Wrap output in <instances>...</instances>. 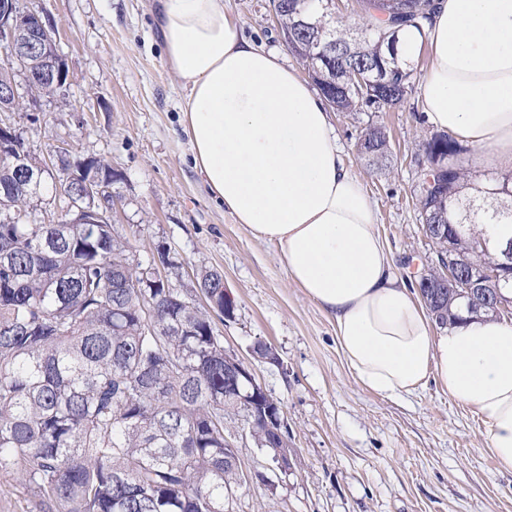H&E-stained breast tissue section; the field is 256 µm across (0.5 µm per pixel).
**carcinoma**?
I'll use <instances>...</instances> for the list:
<instances>
[{
  "instance_id": "obj_1",
  "label": "carcinoma",
  "mask_w": 512,
  "mask_h": 512,
  "mask_svg": "<svg viewBox=\"0 0 512 512\" xmlns=\"http://www.w3.org/2000/svg\"><path fill=\"white\" fill-rule=\"evenodd\" d=\"M290 52L328 105L339 112H379L404 103L414 69L388 50L397 27L423 28L430 0H359L383 24L356 33L323 7L325 0H272ZM367 80L357 91L351 77ZM358 153L388 167V133L367 127ZM448 159L437 188L416 194L421 219L445 225L436 250L482 236L458 205L470 171L462 146L446 133L423 144ZM50 168L64 182L68 165L25 150L0 158V472L33 489L39 512H225L227 489L241 485L224 453V418L249 414L224 378V343L213 315H224V278L198 273L201 305L155 279L166 252L146 263L108 223L39 224L34 199L47 183L17 186L16 165ZM512 243V210L486 215ZM441 327L462 320L425 291Z\"/></svg>"
}]
</instances>
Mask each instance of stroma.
Masks as SVG:
<instances>
[{
  "label": "stroma",
  "mask_w": 512,
  "mask_h": 512,
  "mask_svg": "<svg viewBox=\"0 0 512 512\" xmlns=\"http://www.w3.org/2000/svg\"><path fill=\"white\" fill-rule=\"evenodd\" d=\"M65 58L64 95L42 97L39 119L19 125L34 154L59 143L110 164L111 222L141 261L166 250L164 276L191 293L201 269L230 288L232 318H215L227 353L249 367L280 406L296 450L288 472L244 436L243 417L226 421L239 468L249 476L232 512H512V473L486 448L475 407L451 400L436 379L414 396L390 400L359 386L340 354L327 316L292 282L276 248L234 223L191 167L180 126L183 94L154 28L153 0H34ZM240 34L277 52L292 68L272 0H224ZM348 168L364 183L377 228L404 280L431 266L435 248L416 205V161L434 129L420 89L380 112H332ZM371 123L389 132L392 164L379 172L357 155ZM263 340L280 362L254 359Z\"/></svg>",
  "instance_id": "1"
}]
</instances>
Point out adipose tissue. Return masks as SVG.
<instances>
[{"instance_id":"obj_1","label":"adipose tissue","mask_w":512,"mask_h":512,"mask_svg":"<svg viewBox=\"0 0 512 512\" xmlns=\"http://www.w3.org/2000/svg\"><path fill=\"white\" fill-rule=\"evenodd\" d=\"M154 22L185 92L194 171L235 223L275 246L332 321L358 384L401 399L435 377L484 416L486 446L512 473V322L469 315L432 330L393 274L322 99L279 54L240 35L224 0H156ZM424 46L428 123L512 168V0H436L423 29L400 34L403 59Z\"/></svg>"}]
</instances>
